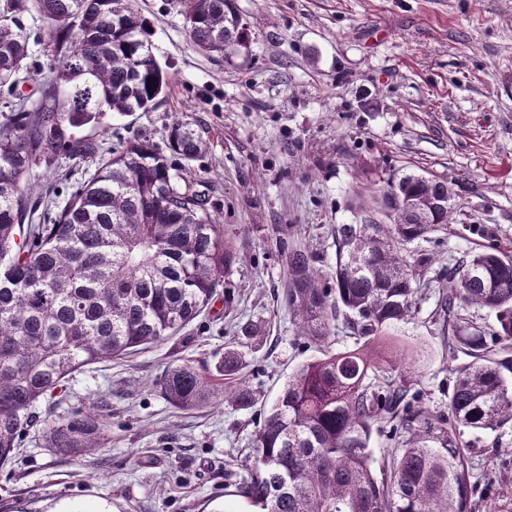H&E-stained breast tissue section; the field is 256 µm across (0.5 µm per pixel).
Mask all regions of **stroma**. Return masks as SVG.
Masks as SVG:
<instances>
[{"label":"stroma","mask_w":512,"mask_h":512,"mask_svg":"<svg viewBox=\"0 0 512 512\" xmlns=\"http://www.w3.org/2000/svg\"><path fill=\"white\" fill-rule=\"evenodd\" d=\"M249 26L247 57L225 60L188 40L177 0H138L152 52L169 85L150 112L109 118L108 132L78 129L95 146L34 172L47 197L64 202L113 144L149 127L164 142L175 119L198 124L208 149L190 172L237 259L223 295L168 341L72 373L56 402L0 467V512H255L236 495L250 440L288 377L316 356L277 300L286 281L280 242L309 246L332 274L340 224L381 220L373 190L405 173L452 184L456 221L428 243L435 257L415 313L381 351L403 355L433 413L447 410L453 370L435 316L448 269L472 250L512 257V0H234ZM295 236H288V226ZM420 244L409 245L419 252ZM268 339L243 369L260 405L173 409L155 383L185 359L214 371L237 319ZM103 404L108 438L92 455L50 448L59 417ZM471 512H512V422L465 433L460 449Z\"/></svg>","instance_id":"obj_1"}]
</instances>
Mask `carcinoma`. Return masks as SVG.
<instances>
[{
    "label": "carcinoma",
    "mask_w": 512,
    "mask_h": 512,
    "mask_svg": "<svg viewBox=\"0 0 512 512\" xmlns=\"http://www.w3.org/2000/svg\"><path fill=\"white\" fill-rule=\"evenodd\" d=\"M135 2L0 0V87L31 77L28 20L48 25L50 61L37 100L6 102L0 123V464L36 422V403L73 372L160 344L188 325L236 260L206 196L184 177L207 143L195 124L178 119L163 148L148 128L119 141L52 223H36L34 170L53 167L61 151L88 152L76 129L151 112L166 92ZM181 5L194 47L226 60L248 52L233 0ZM386 191L448 205L429 209L427 224L395 216L390 224L337 225L328 279L309 247L285 255L283 301L297 336L320 355L297 367L252 435L254 463L241 467L236 489L259 512H467L457 433L512 421V358L499 357L512 348V258L498 248L468 255L443 293L441 311L453 321L449 347L471 358L454 370L448 415L431 414L420 393H410L405 359L383 361L370 345L411 318L416 272L432 264L424 253L409 260L404 246L431 241L457 213L439 179L405 174ZM470 306L490 312L495 326L463 321L459 311ZM340 317L353 346L336 350L329 338ZM263 340L257 323L238 322L216 373L190 360L173 363L159 393L178 411L217 400L254 407L257 391L241 370L245 350ZM106 427L91 404L55 422L51 447L90 453ZM374 430L389 441L379 465Z\"/></svg>",
    "instance_id": "obj_1"
}]
</instances>
